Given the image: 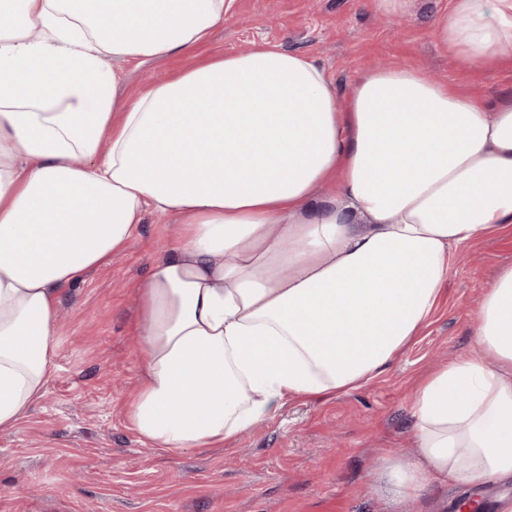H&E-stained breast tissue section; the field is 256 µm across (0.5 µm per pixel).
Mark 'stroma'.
<instances>
[{
	"label": "stroma",
	"mask_w": 512,
	"mask_h": 512,
	"mask_svg": "<svg viewBox=\"0 0 512 512\" xmlns=\"http://www.w3.org/2000/svg\"><path fill=\"white\" fill-rule=\"evenodd\" d=\"M450 0H409L398 18L374 0H235L208 42L161 64L111 61L121 94L256 45L309 55L347 102L369 68L411 63L466 92L512 90V68L477 71L444 49L434 14ZM175 219L146 215L110 264L59 293L55 371L44 397L0 431V512H459L464 487L436 485L395 503L375 490L380 458L411 457L407 410L435 366L473 351L480 297L512 263V233L456 249L430 324L399 359L359 390L298 399L221 448L169 455L129 427L140 382L136 284L175 237Z\"/></svg>",
	"instance_id": "obj_1"
}]
</instances>
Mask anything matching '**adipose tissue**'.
<instances>
[{
    "instance_id": "ef3b65f1",
    "label": "adipose tissue",
    "mask_w": 512,
    "mask_h": 512,
    "mask_svg": "<svg viewBox=\"0 0 512 512\" xmlns=\"http://www.w3.org/2000/svg\"><path fill=\"white\" fill-rule=\"evenodd\" d=\"M233 5L0 0V430L53 374L61 288L147 214L181 224L139 286L126 414L174 455L366 385L429 325L454 249L512 224V93L386 64L343 104L311 57L260 46L118 95L108 59L190 53ZM432 28L473 68L512 64V0H450ZM476 323L415 389L392 499L512 480V264Z\"/></svg>"
}]
</instances>
